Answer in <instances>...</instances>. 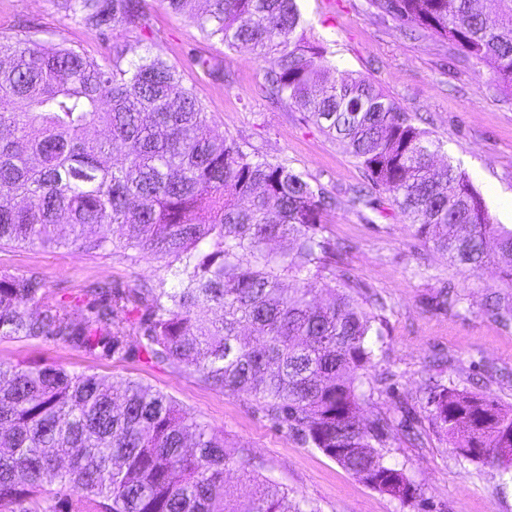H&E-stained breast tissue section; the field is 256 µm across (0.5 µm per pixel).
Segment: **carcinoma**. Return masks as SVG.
<instances>
[{"instance_id":"obj_1","label":"carcinoma","mask_w":512,"mask_h":512,"mask_svg":"<svg viewBox=\"0 0 512 512\" xmlns=\"http://www.w3.org/2000/svg\"><path fill=\"white\" fill-rule=\"evenodd\" d=\"M54 2L103 37L148 25L142 0ZM161 2L205 38L269 63L270 97L344 144L424 244L466 273L512 281V228L493 223L468 174L439 161L443 143L370 80L339 69L326 78L333 66L305 41L299 0ZM368 5L449 41L512 94V0H499L493 25L473 0ZM96 127L103 136H89ZM330 207L306 174L216 132L161 57L126 44L98 59L29 35L0 40V246L73 245L130 263L150 253L164 270L154 288L91 284L77 308L34 273L0 274V336L113 356L133 330L138 353L249 397L302 444L405 502L416 488L380 451L387 422L363 417L382 319L321 234ZM103 224L119 237L96 233ZM434 299L461 315L451 285ZM484 310L512 326L511 295L489 293ZM427 406L452 454L512 469V407L439 382ZM232 468L246 469L243 453L138 381L0 362V512H59L58 487L65 512H319L268 477L228 485Z\"/></svg>"}]
</instances>
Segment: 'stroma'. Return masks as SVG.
I'll return each instance as SVG.
<instances>
[{"label":"stroma","instance_id":"stroma-1","mask_svg":"<svg viewBox=\"0 0 512 512\" xmlns=\"http://www.w3.org/2000/svg\"><path fill=\"white\" fill-rule=\"evenodd\" d=\"M305 37L323 47L339 69L371 79L414 123L444 143L454 164L470 176L494 223L512 227V95L505 94L488 68L474 67L458 49L431 34H413L377 15L367 0H300ZM149 26L119 28L101 38L67 19L53 0H0V37L28 33L63 42L90 55L107 44H131L173 65L193 87L216 130L246 150L303 171L333 199L323 228L338 243L344 265L366 295L385 309L377 373L389 390L374 391L367 418H394L397 405L418 407V443L405 428L388 430V457L403 465L419 496L401 502L376 491L318 449L302 445L277 428L254 401L224 394L188 371L138 355L129 336L126 354L104 357L46 338L0 337V361L52 364L74 374L111 381L137 380L159 390L200 421L222 432L228 443L245 446L252 473L280 483L293 496L316 503L321 512H512V473L458 459L433 429L422 403L432 382L492 393L512 406V329L483 312L488 288L512 295V282L495 275L468 276L445 255L424 245L385 194L375 209L358 212L350 188L365 179L342 145L303 113L273 102L263 91L267 64L250 48L229 49L202 36L196 21L144 0ZM208 67H201V60ZM153 257L138 263L118 256L87 254L71 247H0V274L34 272L57 299L80 305L92 283L110 288H149L160 275ZM455 284L468 312L456 317L435 309L432 298L443 281Z\"/></svg>","mask_w":512,"mask_h":512}]
</instances>
